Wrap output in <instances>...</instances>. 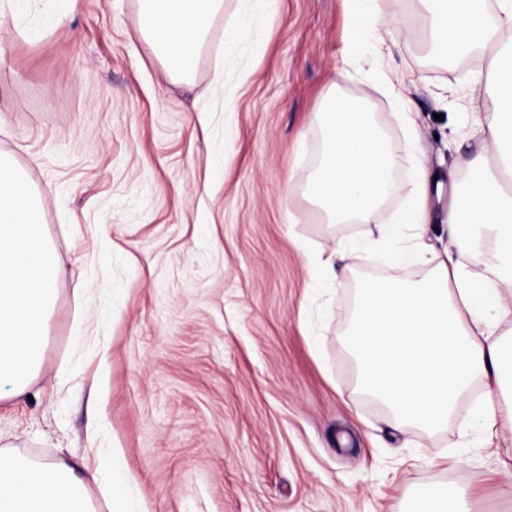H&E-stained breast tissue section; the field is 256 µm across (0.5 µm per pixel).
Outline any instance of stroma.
<instances>
[{
	"instance_id": "1",
	"label": "stroma",
	"mask_w": 512,
	"mask_h": 512,
	"mask_svg": "<svg viewBox=\"0 0 512 512\" xmlns=\"http://www.w3.org/2000/svg\"><path fill=\"white\" fill-rule=\"evenodd\" d=\"M396 10L399 46L366 71L374 43L355 47L348 0H224L184 78L140 36L139 0H51L53 27L0 21V151L35 187L62 269L42 369L0 400V448L63 458L98 512L116 449L132 512H408L454 485L512 512L495 449L462 440L470 411L401 431L351 380L347 288L394 248L379 227L410 202L416 156L459 168L470 110L493 111L478 62H429L416 0ZM219 69L230 102L214 112ZM402 73L414 145L385 87ZM333 87L373 105L397 159L372 224L324 223L302 195L321 144L310 116ZM339 241L370 247L333 290L309 261Z\"/></svg>"
}]
</instances>
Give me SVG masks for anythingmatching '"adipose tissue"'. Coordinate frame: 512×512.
I'll return each mask as SVG.
<instances>
[{
    "mask_svg": "<svg viewBox=\"0 0 512 512\" xmlns=\"http://www.w3.org/2000/svg\"><path fill=\"white\" fill-rule=\"evenodd\" d=\"M140 32L169 75L187 76L224 14V0H140ZM429 50L443 60L479 52L495 116L470 113L479 134L460 177L451 179L443 223L449 244L437 249L428 206L430 172L414 170L413 199L393 215L408 242L393 261H430L418 281L371 279L361 286L349 330L362 390L390 408L393 422L430 433L469 400L484 394L474 415L486 445L512 432V328L501 330L512 288V0H419ZM319 164L305 190L331 224L372 223L397 186L389 143L368 110L329 93L314 115ZM497 272L488 282L484 269ZM0 512H96L84 481L62 459H30L0 448Z\"/></svg>",
    "mask_w": 512,
    "mask_h": 512,
    "instance_id": "adipose-tissue-1",
    "label": "adipose tissue"
}]
</instances>
